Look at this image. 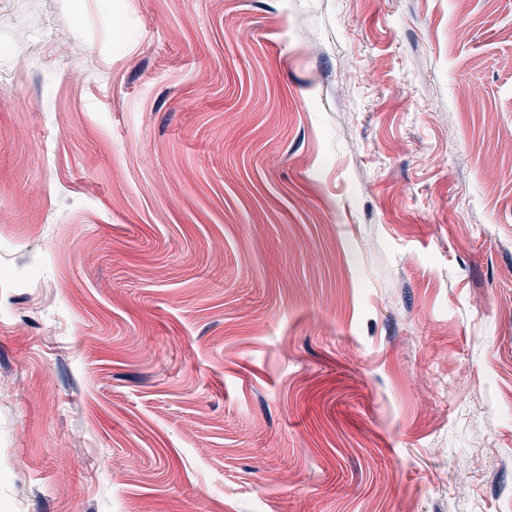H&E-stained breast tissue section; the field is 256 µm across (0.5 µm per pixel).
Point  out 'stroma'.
Here are the masks:
<instances>
[{"instance_id": "obj_1", "label": "stroma", "mask_w": 512, "mask_h": 512, "mask_svg": "<svg viewBox=\"0 0 512 512\" xmlns=\"http://www.w3.org/2000/svg\"><path fill=\"white\" fill-rule=\"evenodd\" d=\"M0 512H512V0H0Z\"/></svg>"}]
</instances>
